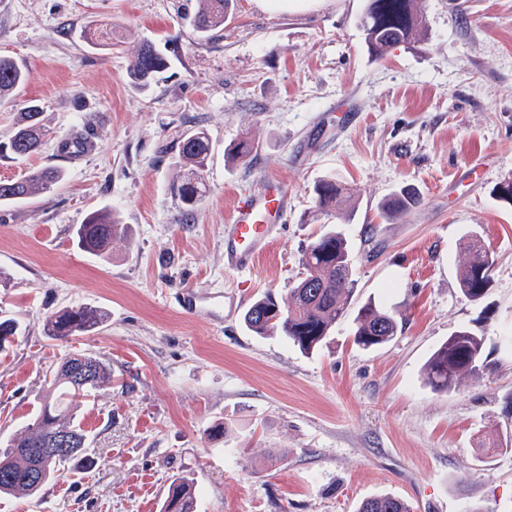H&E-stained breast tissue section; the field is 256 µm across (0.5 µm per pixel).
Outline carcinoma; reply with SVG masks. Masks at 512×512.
<instances>
[{
    "mask_svg": "<svg viewBox=\"0 0 512 512\" xmlns=\"http://www.w3.org/2000/svg\"><path fill=\"white\" fill-rule=\"evenodd\" d=\"M231 0H199L198 9L190 17L194 29L202 36L224 25L230 15ZM365 44L375 57L385 56L399 44H409L423 33V16L419 0H366L360 17ZM167 69V59L150 43H137L131 53L128 80L132 88L144 94L151 90L158 75ZM28 80L27 70L10 56H0V99L18 94ZM45 136L42 108L28 101L15 114L0 157L23 159L35 153ZM212 153V143L203 131H193L181 140L179 163L186 175L176 185V192L187 214L207 193L204 170ZM65 178L59 167L30 170L12 180H0V207L28 201L49 192ZM317 211L330 215L349 198L347 188L327 176L314 185ZM419 203L416 193L402 189L385 199L381 209L390 215H402ZM126 236L124 225L109 209L91 213L75 230L77 247L98 256L104 255L112 240ZM466 250L469 261L459 274L462 292L471 300L485 293L490 283L493 260L480 240L471 238ZM300 264L302 277L288 292V304L281 305L276 296L267 293L255 300L243 316L246 327L262 336L276 331L305 353L321 346L331 328L345 319L354 292L352 252L346 236L329 230L311 241L304 250ZM105 321L104 314L90 306L63 308L45 323L46 335L54 339L82 336L96 330ZM396 315L382 306L368 303L354 319L353 341L367 350L381 347L396 335ZM21 335L16 318L0 312V351ZM83 363L91 369V379L82 384L69 380L65 364ZM485 368L482 338L468 330H459L448 337L430 357L424 368L427 384L438 392H446L463 374H477ZM111 379V371L98 357L77 354L62 360L50 373L48 396L39 412L23 433L9 439L0 448V494L15 497L36 495L42 487L57 478L68 464L91 469L97 461L87 454V435L76 419L80 403L90 398ZM61 432L74 439L73 450L60 456L44 470L43 480L36 485L27 480L33 464L31 448L43 447L44 441ZM192 486L179 479L160 512H189L183 496ZM359 512H410L404 501L392 496H379L362 502Z\"/></svg>",
    "mask_w": 512,
    "mask_h": 512,
    "instance_id": "obj_1",
    "label": "carcinoma"
}]
</instances>
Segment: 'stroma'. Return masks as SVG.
<instances>
[{"instance_id":"1","label":"stroma","mask_w":512,"mask_h":512,"mask_svg":"<svg viewBox=\"0 0 512 512\" xmlns=\"http://www.w3.org/2000/svg\"><path fill=\"white\" fill-rule=\"evenodd\" d=\"M364 4L233 0L203 38L188 21L196 0H0V55L30 74L0 102V135L28 99L46 130L37 153L0 158V180L65 172L0 208V310L24 330L0 351V439L32 422L66 356L112 369L77 410L97 466L64 469L31 498L2 495L0 512H160L178 477L195 512H358L381 495L411 512H512V204L496 193L512 177V0H421V39L380 59L358 28ZM107 23L113 45L83 39ZM144 40L168 68L141 95L127 69ZM196 130L212 153L189 215L174 186L179 142ZM74 135L87 150L62 153ZM244 138L247 163L231 161L225 147ZM327 175L354 202L316 218ZM269 176L290 196L288 222L253 269L226 268L232 197ZM404 187L419 204L383 218ZM102 208L129 228L106 259L74 236ZM332 227L352 249L353 308L395 312L393 340L362 349L347 318L306 354L249 331L245 310L268 292L287 300L304 249ZM469 235L494 257L477 301L459 285ZM186 289L223 294V322L184 312ZM79 305L105 312L98 331L46 336L52 313ZM463 327L482 337L487 367L434 391L425 364Z\"/></svg>"}]
</instances>
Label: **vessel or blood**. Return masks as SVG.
<instances>
[{
	"mask_svg": "<svg viewBox=\"0 0 512 512\" xmlns=\"http://www.w3.org/2000/svg\"><path fill=\"white\" fill-rule=\"evenodd\" d=\"M290 199L286 190L270 188L264 193H238L224 226V264L234 270L252 269L278 235ZM184 311H206L218 316L224 299L194 290L183 291L179 300Z\"/></svg>",
	"mask_w": 512,
	"mask_h": 512,
	"instance_id": "1",
	"label": "vessel or blood"
}]
</instances>
